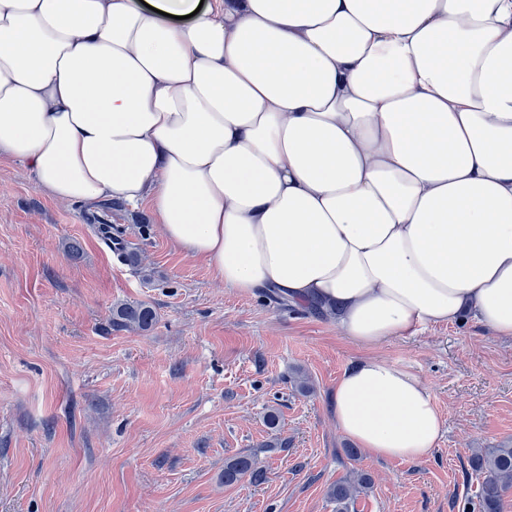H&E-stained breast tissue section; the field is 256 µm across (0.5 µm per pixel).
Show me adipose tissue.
<instances>
[{
    "mask_svg": "<svg viewBox=\"0 0 512 512\" xmlns=\"http://www.w3.org/2000/svg\"><path fill=\"white\" fill-rule=\"evenodd\" d=\"M58 200L151 198L225 284L364 346L470 313L512 337V0H0V154ZM376 458L437 404L364 356L333 392Z\"/></svg>",
    "mask_w": 512,
    "mask_h": 512,
    "instance_id": "adipose-tissue-1",
    "label": "adipose tissue"
}]
</instances>
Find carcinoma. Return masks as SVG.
Returning <instances> with one entry per match:
<instances>
[{
	"instance_id": "carcinoma-1",
	"label": "carcinoma",
	"mask_w": 512,
	"mask_h": 512,
	"mask_svg": "<svg viewBox=\"0 0 512 512\" xmlns=\"http://www.w3.org/2000/svg\"><path fill=\"white\" fill-rule=\"evenodd\" d=\"M155 319L154 310L145 303H118L112 309V325L121 329L147 331ZM470 464L479 483L472 512H500L502 497L512 488V446L478 448L472 453ZM246 477L253 483L265 479V472L251 456L240 455L224 462V484L233 485ZM369 486V476L360 473L330 487L328 496L336 502L337 512H344L348 502Z\"/></svg>"
}]
</instances>
